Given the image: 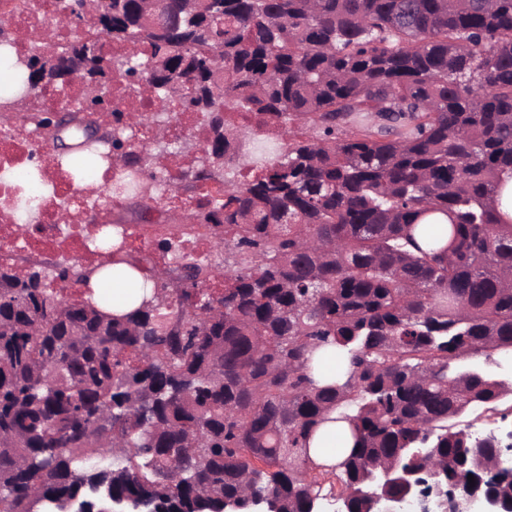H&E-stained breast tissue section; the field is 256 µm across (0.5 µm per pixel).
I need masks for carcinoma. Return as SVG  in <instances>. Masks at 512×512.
I'll return each instance as SVG.
<instances>
[{
	"mask_svg": "<svg viewBox=\"0 0 512 512\" xmlns=\"http://www.w3.org/2000/svg\"><path fill=\"white\" fill-rule=\"evenodd\" d=\"M85 39L34 32L3 92L59 90L73 54L86 98L109 81L155 111L35 127L74 140L78 171L112 145L118 189L161 160L168 183L216 231L234 267L160 244L136 260L155 288L114 316L52 287L70 267H0V512H315L438 466L458 495L486 474L494 431L461 427L512 398V383L464 356L512 355V223L496 219L512 178V0H74ZM193 112L200 155L162 129ZM160 132L134 150L129 132ZM18 225L35 211L11 198ZM448 226L422 224L432 214ZM346 367L320 386L312 363ZM331 413L356 446L316 462Z\"/></svg>",
	"mask_w": 512,
	"mask_h": 512,
	"instance_id": "carcinoma-1",
	"label": "carcinoma"
}]
</instances>
